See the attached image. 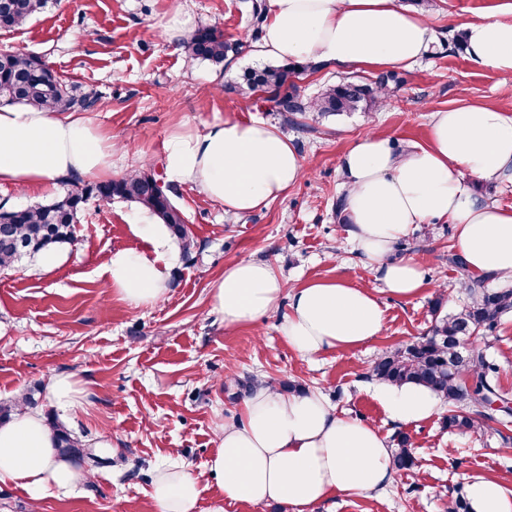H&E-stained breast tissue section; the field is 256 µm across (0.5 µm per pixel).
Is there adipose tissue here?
Returning <instances> with one entry per match:
<instances>
[{
  "mask_svg": "<svg viewBox=\"0 0 512 512\" xmlns=\"http://www.w3.org/2000/svg\"><path fill=\"white\" fill-rule=\"evenodd\" d=\"M472 60L512 71V0L497 12L464 25ZM432 40L428 22L398 0H269L257 45L260 56L368 69L407 66ZM111 137L70 112L0 108V184L51 190L66 182L108 179L114 170ZM167 181L195 185L225 212L241 215L285 195L305 165L280 129L234 112L203 131L182 129L162 147ZM345 177L346 238L362 265L388 291L419 293L415 260L394 255L397 242L432 220L455 227L454 250L468 275L512 282V205L484 201L468 177L512 179V114L487 104L463 103L435 113L427 143L396 149L368 132L341 159ZM131 232L140 250H114L107 264L111 288L133 306L153 305L168 292L169 269L180 250L166 225L144 209ZM288 299L281 333L299 354L312 357L356 347L377 336L383 311L367 288L313 280L285 291L266 261L245 260L225 269L212 304L225 327L249 323ZM389 416L416 422L433 415L437 398L417 386H386L379 394ZM393 448L379 430L339 415L317 393L287 394L255 385L238 420L225 423L208 469L224 502L253 506L281 503L303 512L336 493L385 489L394 479ZM71 457L60 454L44 418L32 411L0 423V482L23 489L32 500L68 491L85 480ZM150 494L158 512H197L202 487L183 464L156 468ZM469 512H512V493L481 476L464 487Z\"/></svg>",
  "mask_w": 512,
  "mask_h": 512,
  "instance_id": "1",
  "label": "adipose tissue"
}]
</instances>
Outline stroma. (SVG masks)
<instances>
[{
    "label": "stroma",
    "mask_w": 512,
    "mask_h": 512,
    "mask_svg": "<svg viewBox=\"0 0 512 512\" xmlns=\"http://www.w3.org/2000/svg\"><path fill=\"white\" fill-rule=\"evenodd\" d=\"M501 0H423L415 10L434 41L418 62L398 68L385 105L340 116L278 111L272 94L242 95L244 72L264 67L249 36L252 0H50L14 33L0 35V52L41 56L68 84L99 96L86 119L125 149L119 170L162 173V146L173 132L204 126L236 112L277 125L305 160L308 173L281 198L244 216L225 213L198 188H173L194 245L172 270L165 301L136 307L106 288V267L116 249L145 243L128 227L134 205L88 201L76 226L77 242L55 249L57 262L23 259L0 272V402L37 389L36 409L81 439L94 459L82 460L88 480L65 495L39 501L0 484V512H157L150 478L178 460L199 478V512H211L219 494L207 462L225 422L236 420L247 378L320 392L337 413L376 426L387 438L410 436L415 466L395 472L379 493H339L306 512H448L466 481L483 476L512 492V422L484 433L449 431L446 403L416 423L392 420L366 379L383 352L429 332L434 301L442 314L468 301L452 259L454 228L434 221L401 240L399 258L418 262L423 285L412 297L390 295L363 268L344 236L340 209L341 158L372 130L396 148L426 143L434 113L465 102L512 113V72L476 64L449 45L470 18ZM193 25L218 26L241 42L223 67L187 58L162 36L173 10ZM270 262L286 288L320 280L367 286L383 310L372 340L305 358L279 332L287 304L254 322L225 328L211 291L225 268L242 260ZM481 345L499 368L497 384L512 398V313ZM68 375L80 391L75 408L51 398V379Z\"/></svg>",
    "instance_id": "1"
}]
</instances>
